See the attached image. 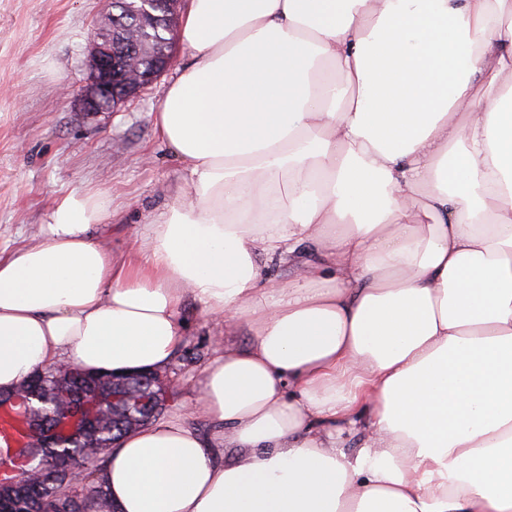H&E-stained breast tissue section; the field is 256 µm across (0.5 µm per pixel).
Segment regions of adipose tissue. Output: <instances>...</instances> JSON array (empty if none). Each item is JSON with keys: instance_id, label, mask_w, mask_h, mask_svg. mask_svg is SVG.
Returning <instances> with one entry per match:
<instances>
[{"instance_id": "obj_1", "label": "adipose tissue", "mask_w": 512, "mask_h": 512, "mask_svg": "<svg viewBox=\"0 0 512 512\" xmlns=\"http://www.w3.org/2000/svg\"><path fill=\"white\" fill-rule=\"evenodd\" d=\"M179 40L187 190L124 258L98 197L0 257V391L163 368L190 297L251 340L204 375L210 437L117 442V512H512V0H190Z\"/></svg>"}]
</instances>
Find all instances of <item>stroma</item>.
<instances>
[{
    "label": "stroma",
    "mask_w": 512,
    "mask_h": 512,
    "mask_svg": "<svg viewBox=\"0 0 512 512\" xmlns=\"http://www.w3.org/2000/svg\"><path fill=\"white\" fill-rule=\"evenodd\" d=\"M112 0H0V253L35 243L53 202L92 195L112 201L93 232L114 255L185 185L184 166L154 128L163 94L187 58L137 96L89 111L91 41ZM188 329L165 372L176 390L163 418L199 397L204 368L224 338L187 300Z\"/></svg>",
    "instance_id": "35a3bbf8"
}]
</instances>
